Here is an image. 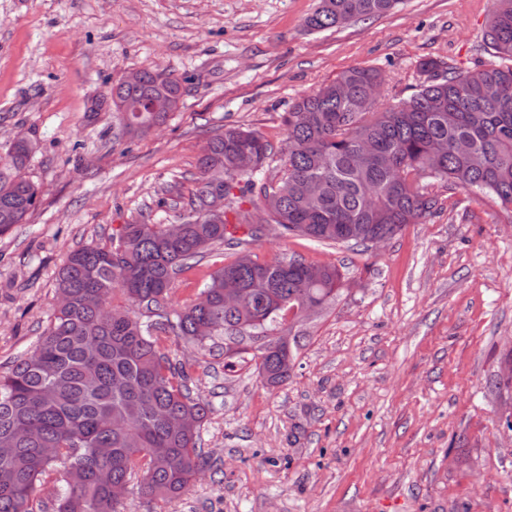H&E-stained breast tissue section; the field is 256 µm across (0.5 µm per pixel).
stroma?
Here are the masks:
<instances>
[{
  "instance_id": "1",
  "label": "stroma",
  "mask_w": 512,
  "mask_h": 512,
  "mask_svg": "<svg viewBox=\"0 0 512 512\" xmlns=\"http://www.w3.org/2000/svg\"><path fill=\"white\" fill-rule=\"evenodd\" d=\"M317 0H0V158L36 144L26 175L41 190L25 223L0 238V371L30 353L56 304L68 255L121 224L178 220L214 131L242 126L285 158L281 115L354 66L378 69L381 107L409 98L422 59L490 63L491 0H403L389 14L320 33ZM182 83L176 112L135 141L109 101L129 71ZM441 208L381 247L263 237L261 261L332 264L344 290L304 322L290 379L263 384L221 348L167 346L211 411L208 462L185 494L126 512H512V219L491 200L442 190ZM212 251L182 275L168 306L195 300L230 261Z\"/></svg>"
}]
</instances>
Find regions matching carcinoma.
I'll return each mask as SVG.
<instances>
[{
    "instance_id": "1",
    "label": "carcinoma",
    "mask_w": 512,
    "mask_h": 512,
    "mask_svg": "<svg viewBox=\"0 0 512 512\" xmlns=\"http://www.w3.org/2000/svg\"><path fill=\"white\" fill-rule=\"evenodd\" d=\"M399 2L318 0L305 26L323 32L385 15ZM485 42L498 61L455 71L424 59L427 80L385 109L374 68H348L300 97L282 115L286 164L276 182L265 178L273 146L260 134L216 132L198 159L178 233L144 218L122 225L109 245L72 251L56 278L67 304L33 352L0 372V443L8 445L0 454V512H33L37 488L59 467L66 487L54 512H125L115 494L125 486L163 501L190 488L205 465L200 429L209 404L193 395L165 335L200 348L222 336L225 359L251 355L262 382L277 387L294 368L293 327L308 306L324 311L340 297L334 265L258 261L249 245L264 237L263 225L285 237L365 245L434 215L439 187L489 196L512 217V0H493ZM157 95L179 106L181 82L143 69L139 83L112 86V111L129 141L166 122L168 113L148 111ZM366 143L374 156L362 161ZM34 149L16 143L0 165V236L37 207L38 187L24 175ZM244 152L255 157L249 170L238 168ZM218 171L221 224L204 208ZM235 189L263 212V223L235 205ZM217 246L236 250L234 259L209 275L197 300L169 310L180 275Z\"/></svg>"
}]
</instances>
